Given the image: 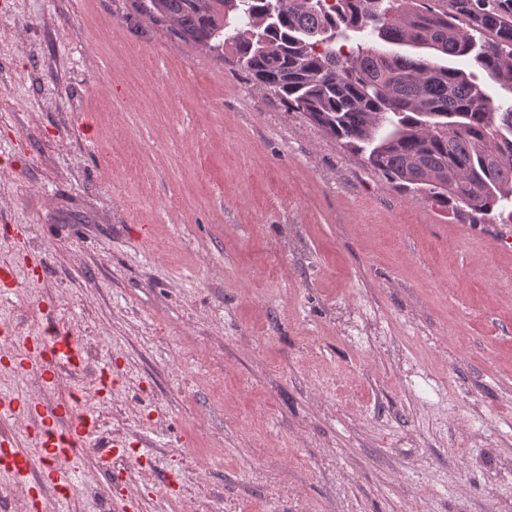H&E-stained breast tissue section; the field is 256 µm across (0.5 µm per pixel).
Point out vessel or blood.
Here are the masks:
<instances>
[{
    "label": "vessel or blood",
    "instance_id": "obj_1",
    "mask_svg": "<svg viewBox=\"0 0 512 512\" xmlns=\"http://www.w3.org/2000/svg\"><path fill=\"white\" fill-rule=\"evenodd\" d=\"M17 343L24 350L30 375L42 384H52L61 371L75 370L80 366V342L71 333L22 336ZM0 418L28 420L31 434L28 448H35L42 457L52 489L60 501H67L74 492V485L62 463L78 456L83 448L89 446L94 434L92 417L87 412L78 411L69 402H44L32 411L1 400ZM28 448H20L10 435H1L0 474L17 484L31 483L33 474Z\"/></svg>",
    "mask_w": 512,
    "mask_h": 512
}]
</instances>
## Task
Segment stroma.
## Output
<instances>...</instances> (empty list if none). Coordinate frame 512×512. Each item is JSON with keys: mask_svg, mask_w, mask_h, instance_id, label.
<instances>
[{"mask_svg": "<svg viewBox=\"0 0 512 512\" xmlns=\"http://www.w3.org/2000/svg\"><path fill=\"white\" fill-rule=\"evenodd\" d=\"M41 267H33L34 259ZM0 397L128 453L71 512H512V223L450 219L141 0H0ZM84 364L41 387L13 339Z\"/></svg>", "mask_w": 512, "mask_h": 512, "instance_id": "1", "label": "stroma"}]
</instances>
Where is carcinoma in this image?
<instances>
[{"label":"carcinoma","instance_id":"carcinoma-1","mask_svg":"<svg viewBox=\"0 0 512 512\" xmlns=\"http://www.w3.org/2000/svg\"><path fill=\"white\" fill-rule=\"evenodd\" d=\"M145 12L214 52L386 180L453 214L512 221V0H147ZM365 42L350 45L356 38ZM421 44L449 66L367 44ZM448 173V187L432 173Z\"/></svg>","mask_w":512,"mask_h":512}]
</instances>
